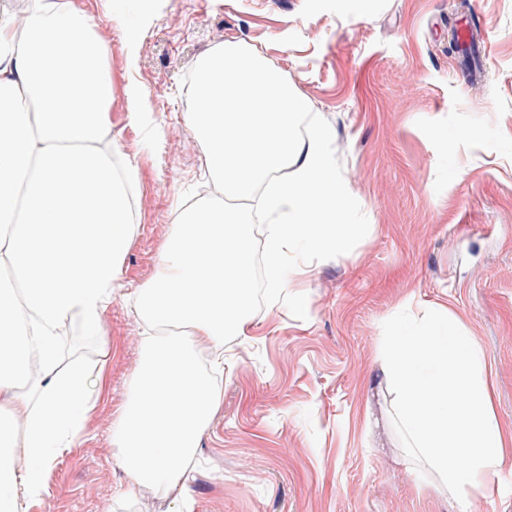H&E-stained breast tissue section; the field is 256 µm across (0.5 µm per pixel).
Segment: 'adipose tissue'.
<instances>
[{"label":"adipose tissue","instance_id":"ef3b65f1","mask_svg":"<svg viewBox=\"0 0 512 512\" xmlns=\"http://www.w3.org/2000/svg\"><path fill=\"white\" fill-rule=\"evenodd\" d=\"M112 80L93 18L31 0L0 18V512L41 496L56 449L71 447L102 373L65 358L62 325L101 333L133 235L136 166L112 136ZM308 100L256 50L200 57L184 123L220 198L180 210L155 276L132 293L139 360L112 424L130 483L182 493L219 405L198 350L222 357L252 311L249 217L264 219L265 272L278 291L289 247L344 248L360 234L329 168L330 132H299ZM406 448L457 512L491 493L512 443L497 420L480 343L433 307L385 337L380 362Z\"/></svg>","mask_w":512,"mask_h":512}]
</instances>
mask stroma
I'll return each instance as SVG.
<instances>
[{
    "instance_id": "35a3bbf8",
    "label": "stroma",
    "mask_w": 512,
    "mask_h": 512,
    "mask_svg": "<svg viewBox=\"0 0 512 512\" xmlns=\"http://www.w3.org/2000/svg\"><path fill=\"white\" fill-rule=\"evenodd\" d=\"M71 2L104 46L112 133L139 193L102 333L66 339L103 368L86 435L61 450L28 512H169L170 496L130 485L115 462L112 423L142 333L127 296L154 276L179 208L218 195L183 114L198 58L227 42L297 85L311 104L302 124L332 131L334 172L365 230L342 250H290L279 310L258 303L225 338L220 404L182 510L456 512L398 448L378 358L396 322L444 305L482 346L512 431V0ZM461 12L488 40L473 86L448 29ZM137 103L150 125L129 124Z\"/></svg>"
}]
</instances>
